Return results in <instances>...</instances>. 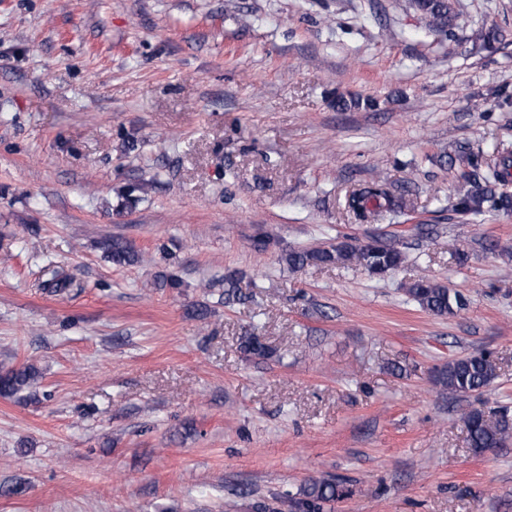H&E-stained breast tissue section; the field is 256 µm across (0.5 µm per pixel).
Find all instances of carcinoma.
<instances>
[{"mask_svg":"<svg viewBox=\"0 0 512 512\" xmlns=\"http://www.w3.org/2000/svg\"><path fill=\"white\" fill-rule=\"evenodd\" d=\"M408 7L418 12L429 30L449 37L452 35V0H408ZM502 173L499 165H487L483 182H473L471 189L457 198L454 209L460 214H478L485 211L509 212L512 210V196L496 193L494 186ZM349 207L360 217L368 214L379 216L395 209L394 199L380 188H370L352 194ZM101 248L107 258L116 266L133 265L139 262V254L121 238L102 241ZM292 268L305 265H349L357 264L376 275H383L397 269L403 263L400 250L391 244L375 241V246L366 247L345 240L324 247L292 251L285 257ZM43 272L50 278L41 282L40 287L50 293H62L73 285V281L62 276L54 265L44 266ZM407 293L427 311L438 315H450L464 305V297L452 291L447 285L429 278H419L407 288ZM246 351L258 357L268 355L266 346L253 333L242 337ZM40 377V371L32 364L23 363L0 374V396L11 398L28 393L34 396L33 386ZM496 378V368L490 356L482 353L467 355L448 362L439 372L438 383L446 390L460 394L482 393ZM469 444L478 451L498 448L509 434L508 424L492 422L480 409H473L465 415ZM349 493L346 480L338 476H311L299 493L289 496L291 512H331L332 504L344 499Z\"/></svg>","mask_w":512,"mask_h":512,"instance_id":"carcinoma-1","label":"carcinoma"}]
</instances>
